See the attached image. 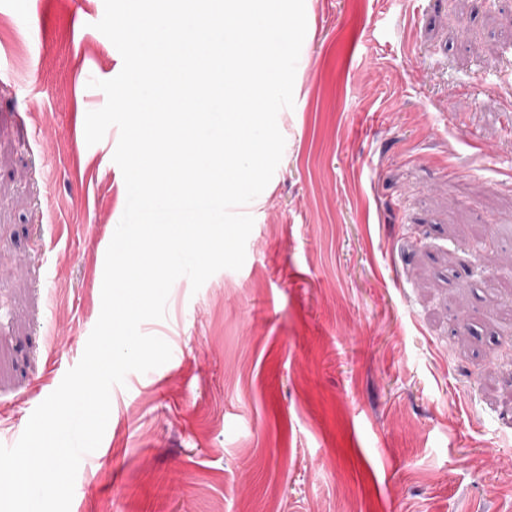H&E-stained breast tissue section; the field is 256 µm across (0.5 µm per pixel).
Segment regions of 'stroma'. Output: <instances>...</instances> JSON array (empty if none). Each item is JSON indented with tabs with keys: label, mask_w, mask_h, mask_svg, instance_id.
Wrapping results in <instances>:
<instances>
[{
	"label": "stroma",
	"mask_w": 512,
	"mask_h": 512,
	"mask_svg": "<svg viewBox=\"0 0 512 512\" xmlns=\"http://www.w3.org/2000/svg\"><path fill=\"white\" fill-rule=\"evenodd\" d=\"M240 270L141 326L70 512H512V0H305ZM103 0H0V444L80 361L119 131Z\"/></svg>",
	"instance_id": "stroma-1"
}]
</instances>
